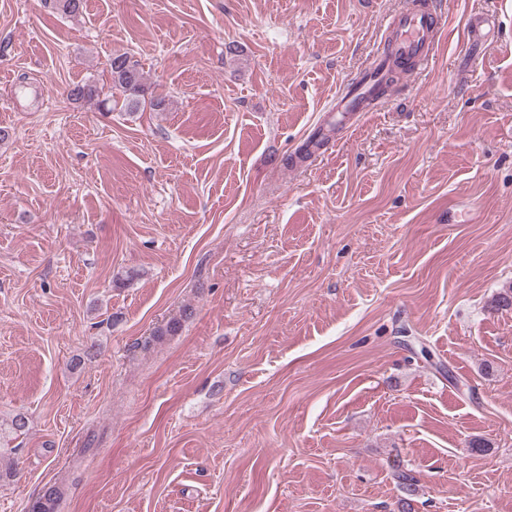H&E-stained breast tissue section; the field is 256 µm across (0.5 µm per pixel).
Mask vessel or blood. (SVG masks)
I'll return each mask as SVG.
<instances>
[{"mask_svg": "<svg viewBox=\"0 0 512 512\" xmlns=\"http://www.w3.org/2000/svg\"><path fill=\"white\" fill-rule=\"evenodd\" d=\"M443 31L442 14L434 9L411 8L398 19L389 39L387 66L401 63L413 65L427 57ZM365 81L353 91L345 92L341 105L353 112L362 111L365 101L373 95L384 78L383 72L367 68Z\"/></svg>", "mask_w": 512, "mask_h": 512, "instance_id": "vessel-or-blood-1", "label": "vessel or blood"}]
</instances>
